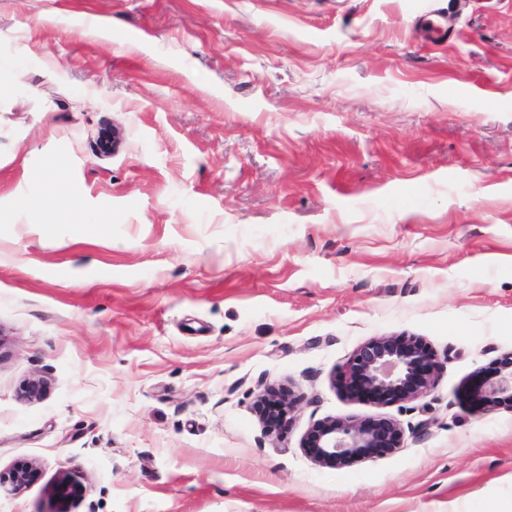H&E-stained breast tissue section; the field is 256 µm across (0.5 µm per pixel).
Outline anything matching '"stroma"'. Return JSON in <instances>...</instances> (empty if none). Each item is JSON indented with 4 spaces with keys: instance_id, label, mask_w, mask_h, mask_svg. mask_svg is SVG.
<instances>
[{
    "instance_id": "stroma-1",
    "label": "stroma",
    "mask_w": 512,
    "mask_h": 512,
    "mask_svg": "<svg viewBox=\"0 0 512 512\" xmlns=\"http://www.w3.org/2000/svg\"><path fill=\"white\" fill-rule=\"evenodd\" d=\"M453 2L0 0V473L36 468L0 512L512 503V411L469 392L512 352V0L425 42ZM49 177L82 223H33ZM379 336L444 358L427 395H350ZM332 418L403 446L318 465ZM432 13L437 17V19L435 21L430 19L423 22V37L427 41H449L454 31V28L451 26L450 14H448L447 17L443 8H437L433 10Z\"/></svg>"
}]
</instances>
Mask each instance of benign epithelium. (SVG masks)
Returning <instances> with one entry per match:
<instances>
[{
    "label": "benign epithelium",
    "mask_w": 512,
    "mask_h": 512,
    "mask_svg": "<svg viewBox=\"0 0 512 512\" xmlns=\"http://www.w3.org/2000/svg\"><path fill=\"white\" fill-rule=\"evenodd\" d=\"M443 365L444 362L418 338L378 337L358 347L352 357L351 371L362 373L366 386L381 400H410L431 391ZM483 394L486 410L501 406L512 410V352L503 359L501 372L485 384ZM261 399L275 403L285 417L297 403V398L283 389L268 388ZM402 438L403 430L395 422L373 430L350 419H327L307 430L301 448L316 463L335 468L365 457L368 448H398ZM33 471L34 468L27 467L15 469L6 477L0 475V489L22 490ZM82 492L80 483L63 475L57 488L60 497H78Z\"/></svg>",
    "instance_id": "7a95c632"
}]
</instances>
